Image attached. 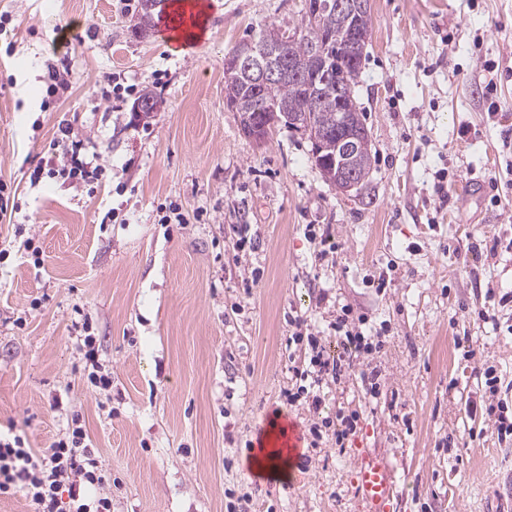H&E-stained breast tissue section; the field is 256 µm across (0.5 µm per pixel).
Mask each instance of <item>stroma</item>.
I'll return each instance as SVG.
<instances>
[{"mask_svg":"<svg viewBox=\"0 0 512 512\" xmlns=\"http://www.w3.org/2000/svg\"><path fill=\"white\" fill-rule=\"evenodd\" d=\"M305 11L218 0L209 38L183 53L136 35L137 0H0V183L20 207L0 221V430L41 449L82 417L112 512H226L240 497L247 512H359L362 448L391 459L395 512H512V440L495 424L512 409V0H370L356 100L375 162L350 192L324 180L306 135L254 141L224 98L226 54ZM59 61L72 89L45 109ZM115 76L136 94L103 100ZM145 93L161 102L147 117ZM63 123L103 166L97 190L32 182ZM172 203L183 223H162ZM310 224L338 251L322 254ZM346 305L384 330L321 411L358 413V435L340 448L324 432L290 479L256 477L270 419L312 420L284 397L291 318L332 350ZM490 307L498 323L481 319ZM85 320L106 391L79 360Z\"/></svg>","mask_w":512,"mask_h":512,"instance_id":"obj_1","label":"stroma"}]
</instances>
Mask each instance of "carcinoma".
<instances>
[{"label":"carcinoma","mask_w":512,"mask_h":512,"mask_svg":"<svg viewBox=\"0 0 512 512\" xmlns=\"http://www.w3.org/2000/svg\"><path fill=\"white\" fill-rule=\"evenodd\" d=\"M166 0H140V29H154L155 20L163 13ZM333 10L313 20L310 12H305L301 22L290 29L295 39L288 44L283 56V66L293 63L297 70L263 86L252 83V73L247 68L224 72V98L229 106L240 113V117L251 116L258 112L269 114L275 125H282L297 132H306L308 80L319 68L318 59L311 53L312 46L319 42L333 45L344 40L346 32L340 19L329 26L323 18L331 16ZM368 42L357 39L351 43L350 51L340 64H333L332 79L341 85L350 110L344 114L331 107L313 113V124L323 132L320 143H311L312 159L315 166L323 168L326 162L336 160V131L345 124L363 134L365 146L360 148L351 161L352 171L361 180H366L373 165L371 140L362 112L357 105L355 88L361 70L362 58Z\"/></svg>","instance_id":"1"}]
</instances>
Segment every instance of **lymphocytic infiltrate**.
<instances>
[{
    "mask_svg": "<svg viewBox=\"0 0 512 512\" xmlns=\"http://www.w3.org/2000/svg\"><path fill=\"white\" fill-rule=\"evenodd\" d=\"M82 146L71 126L61 127L40 161L38 175L94 184L102 168L80 160ZM367 321V316L343 309L333 324L340 346L335 354L307 321L297 322L291 340L304 351L295 369V385L286 394L289 404L302 402L309 413H319L325 386L350 374L355 354L381 350V337L365 335L362 330ZM109 484L99 452L79 416H72L68 430L43 449L31 448L20 435L0 434V498L24 492L28 512H112Z\"/></svg>",
    "mask_w": 512,
    "mask_h": 512,
    "instance_id": "obj_1",
    "label": "lymphocytic infiltrate"
}]
</instances>
